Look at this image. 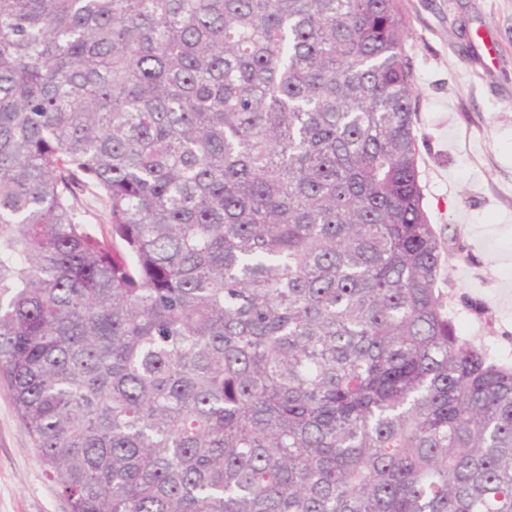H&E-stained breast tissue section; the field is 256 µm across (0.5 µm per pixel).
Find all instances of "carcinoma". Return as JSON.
<instances>
[{
    "mask_svg": "<svg viewBox=\"0 0 512 512\" xmlns=\"http://www.w3.org/2000/svg\"><path fill=\"white\" fill-rule=\"evenodd\" d=\"M406 36L401 0H0V379L71 512H512ZM77 193L78 205L85 211L86 222L95 224L99 233L110 236L112 228L104 198L91 185H81Z\"/></svg>",
    "mask_w": 512,
    "mask_h": 512,
    "instance_id": "1",
    "label": "carcinoma"
}]
</instances>
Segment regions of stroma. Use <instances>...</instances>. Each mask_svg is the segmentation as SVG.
I'll return each mask as SVG.
<instances>
[{
	"label": "stroma",
	"mask_w": 512,
	"mask_h": 512,
	"mask_svg": "<svg viewBox=\"0 0 512 512\" xmlns=\"http://www.w3.org/2000/svg\"><path fill=\"white\" fill-rule=\"evenodd\" d=\"M402 2L437 288L457 330L512 365V0ZM0 512H70L3 382Z\"/></svg>",
	"instance_id": "35a3bbf8"
}]
</instances>
